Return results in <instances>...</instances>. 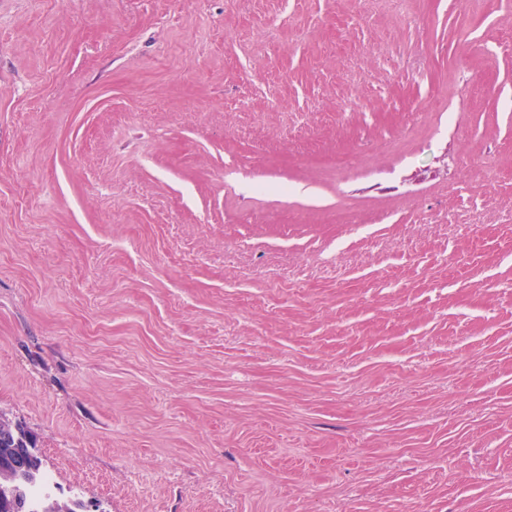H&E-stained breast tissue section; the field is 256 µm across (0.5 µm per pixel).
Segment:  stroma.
Wrapping results in <instances>:
<instances>
[{
  "mask_svg": "<svg viewBox=\"0 0 512 512\" xmlns=\"http://www.w3.org/2000/svg\"><path fill=\"white\" fill-rule=\"evenodd\" d=\"M0 409L83 512H512V0H0Z\"/></svg>",
  "mask_w": 512,
  "mask_h": 512,
  "instance_id": "obj_1",
  "label": "stroma"
}]
</instances>
